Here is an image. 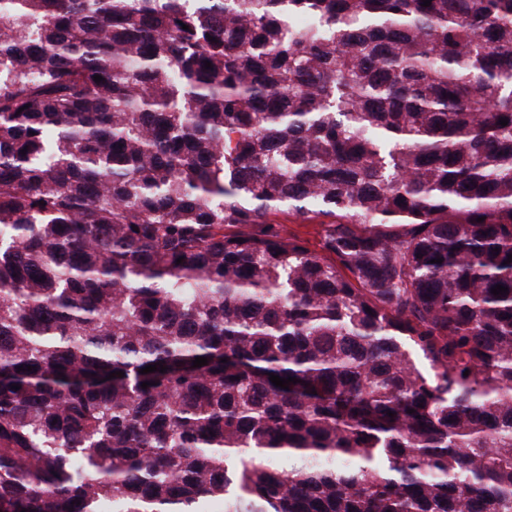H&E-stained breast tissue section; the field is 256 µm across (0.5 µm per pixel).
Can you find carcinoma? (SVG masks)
I'll return each instance as SVG.
<instances>
[{"instance_id":"1","label":"carcinoma","mask_w":512,"mask_h":512,"mask_svg":"<svg viewBox=\"0 0 512 512\" xmlns=\"http://www.w3.org/2000/svg\"><path fill=\"white\" fill-rule=\"evenodd\" d=\"M510 254L512 0H0V512H512ZM311 217H313L311 215ZM324 218L306 219L293 212L277 211L270 215V221L273 224H282L288 228V231L299 234L307 239L312 249L317 248L319 241L320 221Z\"/></svg>"}]
</instances>
